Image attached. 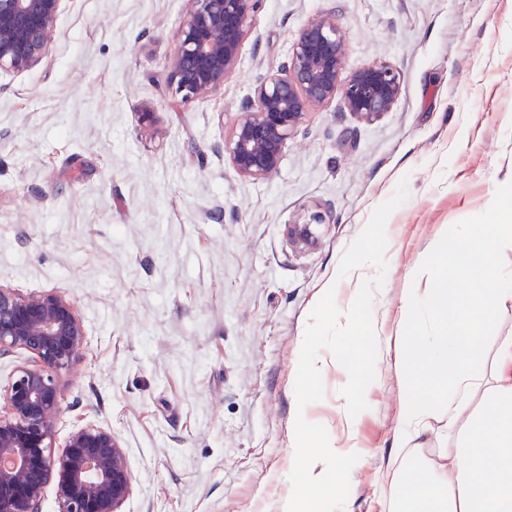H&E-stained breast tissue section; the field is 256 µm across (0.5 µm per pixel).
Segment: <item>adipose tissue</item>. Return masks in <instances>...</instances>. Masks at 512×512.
Here are the masks:
<instances>
[{"label": "adipose tissue", "mask_w": 512, "mask_h": 512, "mask_svg": "<svg viewBox=\"0 0 512 512\" xmlns=\"http://www.w3.org/2000/svg\"><path fill=\"white\" fill-rule=\"evenodd\" d=\"M509 246L511 224L496 225L489 237L461 226L431 245L434 268L426 287L412 289L403 299L408 318L422 309L431 312L438 333L395 339L401 365L398 427L388 464L376 481L379 497L394 499L393 512H512V336L501 340L496 353L495 417L463 415L455 401L474 385L472 367L485 343L482 325L512 283V276L491 261L499 248ZM447 263L465 278L466 287L447 286L438 271ZM440 409L462 441L428 459L409 442L413 430Z\"/></svg>", "instance_id": "1"}]
</instances>
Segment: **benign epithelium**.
Instances as JSON below:
<instances>
[{"instance_id":"7a95c632","label":"benign epithelium","mask_w":512,"mask_h":512,"mask_svg":"<svg viewBox=\"0 0 512 512\" xmlns=\"http://www.w3.org/2000/svg\"><path fill=\"white\" fill-rule=\"evenodd\" d=\"M65 0H0V71L39 66L53 41ZM168 58L169 83L184 99L206 98L238 67L240 46L260 0H189ZM346 43L336 9L323 11L298 32L287 60L240 103L224 159L242 179L275 174L287 140L309 113L334 101L372 121L401 95L400 74L389 64L365 65L342 77ZM329 209L284 226L298 251L315 248V227ZM86 344L83 322L59 291L22 295L0 284V358L17 350L33 355L0 386V512H43L46 487L55 488L57 512H123L133 492L122 441L109 426L87 424L58 451L55 424L60 378Z\"/></svg>"}]
</instances>
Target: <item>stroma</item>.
I'll use <instances>...</instances> for the list:
<instances>
[{
  "label": "stroma",
  "mask_w": 512,
  "mask_h": 512,
  "mask_svg": "<svg viewBox=\"0 0 512 512\" xmlns=\"http://www.w3.org/2000/svg\"><path fill=\"white\" fill-rule=\"evenodd\" d=\"M330 0H261L241 64L212 96L168 85L188 0H66L48 56L0 73V284L60 291L87 345L61 379L55 443L86 424L119 435L133 477L123 512H277L294 462V382L320 289L345 309L374 266L339 276L373 210L407 182L386 224L376 378L353 429L339 425L348 376L329 351L307 412L370 454L342 512H384L370 475L397 426L396 335H435L400 316L425 285L429 245L503 209L512 173V0H344L345 72L382 61L401 75L395 108L366 122L311 112L276 174L245 181L224 160L244 97L285 61ZM152 111V121L142 119ZM333 209L319 244L285 225ZM469 409L490 413L497 340L512 300L484 327Z\"/></svg>",
  "instance_id": "obj_1"
}]
</instances>
